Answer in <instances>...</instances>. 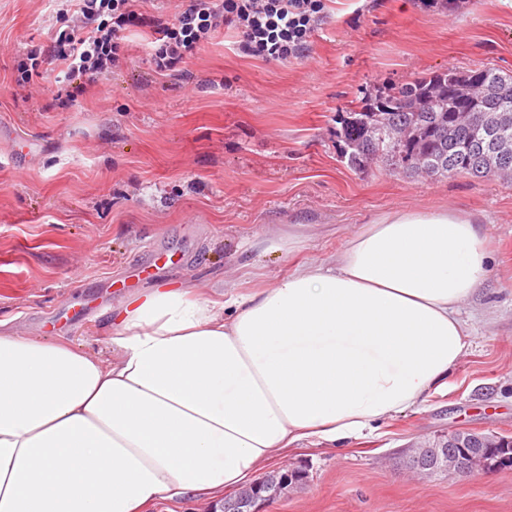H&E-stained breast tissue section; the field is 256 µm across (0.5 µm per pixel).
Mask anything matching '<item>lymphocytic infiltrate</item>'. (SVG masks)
I'll return each instance as SVG.
<instances>
[{
	"mask_svg": "<svg viewBox=\"0 0 512 512\" xmlns=\"http://www.w3.org/2000/svg\"><path fill=\"white\" fill-rule=\"evenodd\" d=\"M141 0H75L67 26L50 45L31 49L17 70L31 83L42 61L64 64L55 96L59 106L75 100L73 85L92 83L118 68L129 28H148L149 56L160 74H180L186 60L224 27L240 36L239 50L265 61L285 63L308 49L326 18V0H180L174 13L164 7L139 12Z\"/></svg>",
	"mask_w": 512,
	"mask_h": 512,
	"instance_id": "lymphocytic-infiltrate-1",
	"label": "lymphocytic infiltrate"
}]
</instances>
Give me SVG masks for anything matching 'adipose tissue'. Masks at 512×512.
<instances>
[{"mask_svg": "<svg viewBox=\"0 0 512 512\" xmlns=\"http://www.w3.org/2000/svg\"><path fill=\"white\" fill-rule=\"evenodd\" d=\"M490 260L480 217L397 210L246 294L142 291L112 311L108 360L1 335L0 512L209 497L416 408L461 361Z\"/></svg>", "mask_w": 512, "mask_h": 512, "instance_id": "adipose-tissue-1", "label": "adipose tissue"}]
</instances>
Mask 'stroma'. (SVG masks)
<instances>
[{"mask_svg":"<svg viewBox=\"0 0 512 512\" xmlns=\"http://www.w3.org/2000/svg\"><path fill=\"white\" fill-rule=\"evenodd\" d=\"M60 0H0V329L111 356L113 306L158 284L201 288L233 273L243 290L336 253L359 225L396 209L481 216L492 252L461 314L467 351L447 389L337 445L303 443L270 468L305 471L262 512H512V467L422 479L411 448L458 428L512 438V182L431 179L341 159L336 117L400 82L456 66L512 73V0H330L308 53L285 64L217 34L185 76L156 74L148 33L128 34L119 68L57 107L62 67L37 93L16 64L49 44ZM268 232L299 251L264 253Z\"/></svg>","mask_w":512,"mask_h":512,"instance_id":"obj_1","label":"stroma"}]
</instances>
